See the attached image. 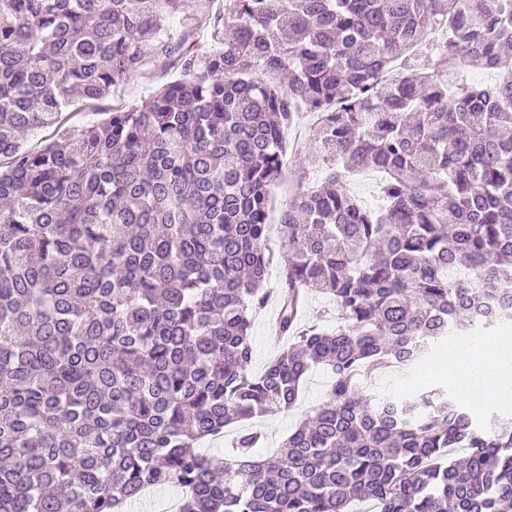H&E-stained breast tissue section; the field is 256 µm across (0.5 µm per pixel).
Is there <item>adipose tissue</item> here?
I'll return each instance as SVG.
<instances>
[{
    "label": "adipose tissue",
    "mask_w": 512,
    "mask_h": 512,
    "mask_svg": "<svg viewBox=\"0 0 512 512\" xmlns=\"http://www.w3.org/2000/svg\"><path fill=\"white\" fill-rule=\"evenodd\" d=\"M448 380L465 396L477 391L486 399H512V336H490L479 348L448 353Z\"/></svg>",
    "instance_id": "ef3b65f1"
}]
</instances>
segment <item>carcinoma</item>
<instances>
[{
  "mask_svg": "<svg viewBox=\"0 0 512 512\" xmlns=\"http://www.w3.org/2000/svg\"><path fill=\"white\" fill-rule=\"evenodd\" d=\"M210 3L0 0V512H122L169 486L178 512H512L511 418L361 388L512 322L489 309L512 291V0ZM174 61L142 104L65 125L73 95ZM302 107L320 115L302 164L324 175L280 212L275 250ZM366 170L385 175L376 209L347 186ZM278 250L288 346L254 374ZM313 293L334 331L300 325ZM317 367L326 398L276 454L250 428L199 452L293 408Z\"/></svg>",
  "mask_w": 512,
  "mask_h": 512,
  "instance_id": "cac0c4a2",
  "label": "carcinoma"
}]
</instances>
